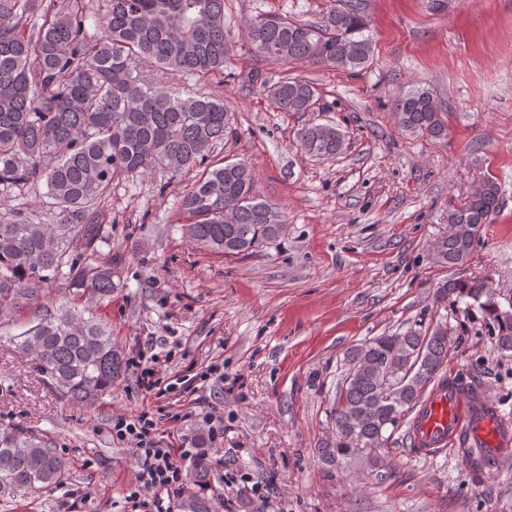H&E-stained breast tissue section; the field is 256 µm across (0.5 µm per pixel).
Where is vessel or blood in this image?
Listing matches in <instances>:
<instances>
[{"label":"vessel or blood","mask_w":512,"mask_h":512,"mask_svg":"<svg viewBox=\"0 0 512 512\" xmlns=\"http://www.w3.org/2000/svg\"><path fill=\"white\" fill-rule=\"evenodd\" d=\"M414 442L423 454L466 440L477 453L502 462L512 458V415L482 394L459 386L431 389L412 420Z\"/></svg>","instance_id":"b4317fda"}]
</instances>
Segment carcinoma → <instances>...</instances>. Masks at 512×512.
Returning <instances> with one entry per match:
<instances>
[{
  "label": "carcinoma",
  "instance_id": "1",
  "mask_svg": "<svg viewBox=\"0 0 512 512\" xmlns=\"http://www.w3.org/2000/svg\"><path fill=\"white\" fill-rule=\"evenodd\" d=\"M101 36L86 34L85 0H0V191L35 188L66 214L62 224L35 222L0 210V319L37 303L44 286L88 302L112 296L119 261L103 253L108 232L103 204L116 179L148 178L157 168L174 175L198 171L178 201L190 241L226 256H245L276 241L284 214L256 193L245 162L215 167L211 146L232 129L234 113L218 96L182 97L147 82L143 64L199 78L224 74L230 40L224 0H103ZM363 0H344L318 22L266 14L246 28L251 51L273 63L305 61L363 69L374 59ZM278 112H312L315 83L283 76L266 86ZM398 126L430 137L447 133L433 91L414 85L392 103ZM342 131L311 122L300 149L337 154ZM501 189L486 180L476 197L448 207V231L430 244L437 261H467L483 227L500 210ZM464 301L493 324L497 346L512 356V298L502 300L482 278L437 286L433 305ZM85 306L50 308L14 336L35 355L49 387L76 405L112 390L120 369L106 324ZM454 344L448 324L376 336L354 347L332 412L336 446L320 449L330 473L362 465L392 471L388 431L414 410L440 379ZM67 461L49 440L15 425L0 427V498L60 484ZM194 477L200 490L185 512H211L207 464Z\"/></svg>",
  "mask_w": 512,
  "mask_h": 512
}]
</instances>
